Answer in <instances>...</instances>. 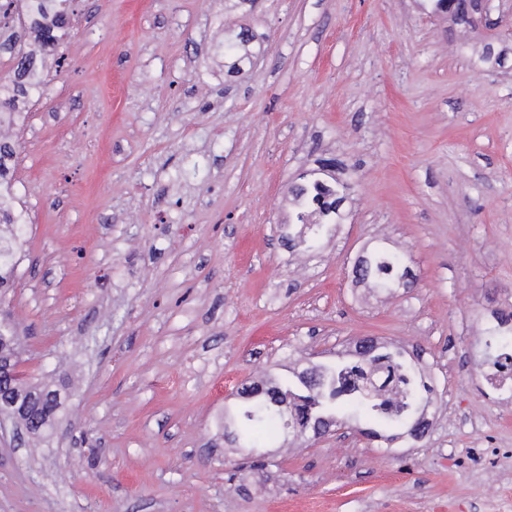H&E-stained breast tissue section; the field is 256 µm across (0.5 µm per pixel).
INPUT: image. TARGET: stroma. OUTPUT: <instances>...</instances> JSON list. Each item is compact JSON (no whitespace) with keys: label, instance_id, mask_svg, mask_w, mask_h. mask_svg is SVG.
Segmentation results:
<instances>
[{"label":"stroma","instance_id":"1","mask_svg":"<svg viewBox=\"0 0 512 512\" xmlns=\"http://www.w3.org/2000/svg\"><path fill=\"white\" fill-rule=\"evenodd\" d=\"M71 9L69 67L46 57L1 132L26 232L0 304L62 405L23 446L0 430V512H512V404L476 355L512 300V34L424 0ZM323 158L343 221L293 255L290 188ZM376 247L412 288L356 285ZM366 338L422 353L426 436H299L235 478L242 389Z\"/></svg>","mask_w":512,"mask_h":512}]
</instances>
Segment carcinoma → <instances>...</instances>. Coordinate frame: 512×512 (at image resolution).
Here are the masks:
<instances>
[{
	"instance_id": "obj_1",
	"label": "carcinoma",
	"mask_w": 512,
	"mask_h": 512,
	"mask_svg": "<svg viewBox=\"0 0 512 512\" xmlns=\"http://www.w3.org/2000/svg\"><path fill=\"white\" fill-rule=\"evenodd\" d=\"M71 0H6L0 4V16L16 14L22 29L30 30L34 40L44 50H55L70 30ZM436 11H453L465 19L468 0H432ZM3 47L13 53L14 66L0 75V121H14L19 115L18 102L29 94L43 90L44 79L33 54L16 48L14 35H9ZM15 155V146L0 141V291L10 287V279L17 263V254L24 241L25 222L16 213L7 183L10 168L8 162ZM320 180L308 178L293 189L297 209L294 221L297 224H311L312 213L305 209V191ZM330 223L321 217L312 224L309 232L293 239L294 246L307 250L318 247L323 229ZM358 264L363 266L360 281L375 290L388 293L401 287L407 276L405 255L385 249H375L361 257ZM487 355L512 347V333H506L495 325L484 336ZM359 361L352 365L327 367L313 365L305 368L296 379L288 377L255 385L244 391L246 404L237 416L224 424V435L232 443H242L255 448L260 443L275 441L280 435L301 436L319 426H332L333 411L341 408L355 420L366 419L360 432L374 440L392 441L400 436L411 439L422 438L429 424L419 413L435 403L432 390L419 381L412 367L400 351L380 352L374 342L358 345ZM383 370L400 383L394 400L383 399L356 389H348L345 380L348 374L364 371ZM313 373L332 377V392L320 391L308 384L307 377ZM45 395L29 409V434L39 435L53 427L59 403L53 391L42 386Z\"/></svg>"
}]
</instances>
